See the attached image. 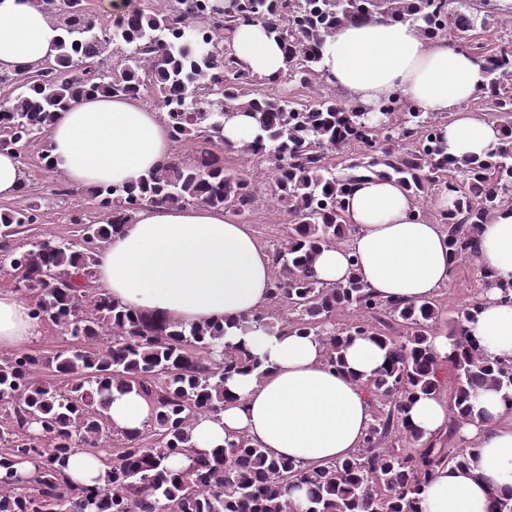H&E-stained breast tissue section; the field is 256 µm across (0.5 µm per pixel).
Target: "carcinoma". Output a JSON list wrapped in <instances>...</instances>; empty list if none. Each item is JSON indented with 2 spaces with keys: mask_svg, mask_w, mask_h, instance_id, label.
<instances>
[{
  "mask_svg": "<svg viewBox=\"0 0 512 512\" xmlns=\"http://www.w3.org/2000/svg\"><path fill=\"white\" fill-rule=\"evenodd\" d=\"M62 30L58 54L24 70L0 73V150L48 143L58 114L97 92L150 96L174 143V155L135 184L96 188L90 197L105 215L82 225L74 242L42 239L11 245L41 220V204L0 217V252L15 287L33 297L34 318L77 342L52 354L0 359V512H421V495L444 465H463L466 449L452 443L457 426L474 420L478 391L503 393L512 409V358H486L466 322L484 291L512 301V282L479 267L481 292L451 318L433 298H378L356 276L329 285L313 268L319 252L347 242L344 197L353 184L393 179L414 198L417 218L448 231L451 269L477 257L480 226L512 206V28L493 0H129L105 20L85 0H37ZM374 16L422 25L428 37L450 36L482 67L486 83L467 105L485 113L504 139L485 160L448 156L447 116L421 111L401 93L377 103L336 99L321 67V47L336 26ZM259 23L276 35L288 69L272 92L232 49L239 25ZM253 119L256 134L234 144L224 121ZM238 157L236 166L224 156ZM448 197L446 208L438 205ZM144 205L208 206L244 220L260 209L286 214L287 230L272 253L269 303L242 324L302 331L317 338L325 361L341 369L350 336L370 335L387 347V364L365 384L373 421L348 459L306 465L274 458L246 435L209 454L193 450L192 422L224 409L225 380L267 372L256 356L223 342L219 324L185 327L136 314L96 285L103 243ZM350 321L336 326V313ZM456 347L449 360L433 351L434 329ZM397 324L392 337L383 328ZM112 337L104 347L90 343ZM136 392L152 407L149 425L118 433L107 410L112 390ZM448 396V433L427 437L401 418L419 397ZM113 442V450L104 448ZM77 448L105 454L100 483H73L65 473ZM42 472L14 483V467ZM304 491L295 502L290 492Z\"/></svg>",
  "mask_w": 512,
  "mask_h": 512,
  "instance_id": "cac0c4a2",
  "label": "carcinoma"
}]
</instances>
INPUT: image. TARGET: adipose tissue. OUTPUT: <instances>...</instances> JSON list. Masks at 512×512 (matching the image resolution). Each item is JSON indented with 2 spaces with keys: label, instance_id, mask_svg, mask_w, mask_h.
<instances>
[{
  "label": "adipose tissue",
  "instance_id": "obj_1",
  "mask_svg": "<svg viewBox=\"0 0 512 512\" xmlns=\"http://www.w3.org/2000/svg\"><path fill=\"white\" fill-rule=\"evenodd\" d=\"M61 29L36 0H0V71L23 70L53 58ZM236 57L252 73L279 78L285 55L262 25L240 26ZM322 66L336 88L369 104L399 92L422 111L450 114L444 128L448 153L485 158L501 140L499 128L463 104L485 81L483 69L447 38L426 37L420 24L373 17L337 27L322 47ZM54 171L79 187L137 182L172 155V140L158 108L139 97L95 94L62 112L50 133ZM413 199L397 183L371 178L346 199L345 219L356 232L346 243L323 249L314 270L327 283L359 277L384 300L422 302L448 281L447 233L440 224L414 220ZM480 262L512 280V207L500 210L479 234ZM269 253L249 225L206 206L139 210L123 233L97 255L96 279L113 299L140 313L184 326L214 320L224 341L246 347L269 365L263 378L236 374L220 416L194 419L192 444L201 453L223 447L238 434L270 455L318 464L348 458L360 448L372 421L363 382L380 370L387 352L368 336L353 337L335 371L315 337L261 328L241 331L245 317L269 300ZM486 357H512V304L485 293L479 313L466 324ZM41 324L30 305L0 290V349L24 346ZM476 418L463 424L462 446L473 447L466 467L439 469L422 493L423 512H488L492 497L512 498V413L501 393L479 391ZM152 408L142 396L113 393L107 410L114 430L139 431ZM407 421L436 436L448 427V402L420 398Z\"/></svg>",
  "mask_w": 512,
  "mask_h": 512
}]
</instances>
